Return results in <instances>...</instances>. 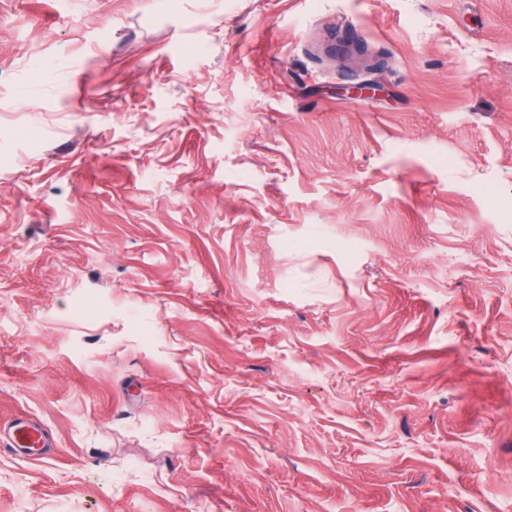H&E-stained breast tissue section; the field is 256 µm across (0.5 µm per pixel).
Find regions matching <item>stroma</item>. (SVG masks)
Listing matches in <instances>:
<instances>
[{
    "label": "stroma",
    "mask_w": 512,
    "mask_h": 512,
    "mask_svg": "<svg viewBox=\"0 0 512 512\" xmlns=\"http://www.w3.org/2000/svg\"><path fill=\"white\" fill-rule=\"evenodd\" d=\"M17 415L0 512H512V0H0ZM0 443L27 456L39 455L41 448L50 447L43 430L36 424L20 420L8 428L0 430Z\"/></svg>",
    "instance_id": "obj_1"
}]
</instances>
